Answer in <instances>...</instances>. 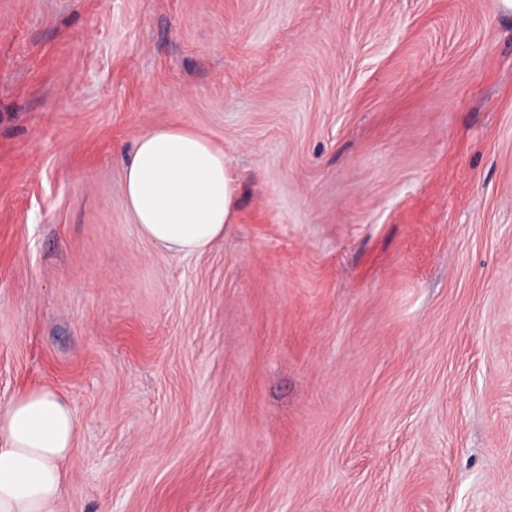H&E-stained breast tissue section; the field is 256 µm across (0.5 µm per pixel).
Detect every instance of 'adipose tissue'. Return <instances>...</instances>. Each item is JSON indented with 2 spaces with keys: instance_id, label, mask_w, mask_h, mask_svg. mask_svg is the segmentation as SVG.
I'll return each mask as SVG.
<instances>
[{
  "instance_id": "ef3b65f1",
  "label": "adipose tissue",
  "mask_w": 512,
  "mask_h": 512,
  "mask_svg": "<svg viewBox=\"0 0 512 512\" xmlns=\"http://www.w3.org/2000/svg\"><path fill=\"white\" fill-rule=\"evenodd\" d=\"M124 193L141 236L163 250L205 251L234 220L235 180L224 149L189 128L141 136L124 168ZM77 432L69 408L49 390L0 408V512H59Z\"/></svg>"
}]
</instances>
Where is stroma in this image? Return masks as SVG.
<instances>
[{
    "instance_id": "1",
    "label": "stroma",
    "mask_w": 512,
    "mask_h": 512,
    "mask_svg": "<svg viewBox=\"0 0 512 512\" xmlns=\"http://www.w3.org/2000/svg\"><path fill=\"white\" fill-rule=\"evenodd\" d=\"M224 148L201 254L138 138ZM79 423L61 512H512L501 0H0V407ZM235 180L224 148L189 128H154L124 168L128 209L144 238L196 253L223 238L235 214Z\"/></svg>"
}]
</instances>
